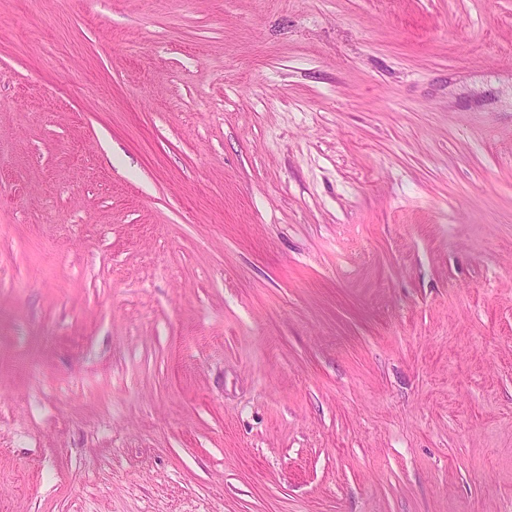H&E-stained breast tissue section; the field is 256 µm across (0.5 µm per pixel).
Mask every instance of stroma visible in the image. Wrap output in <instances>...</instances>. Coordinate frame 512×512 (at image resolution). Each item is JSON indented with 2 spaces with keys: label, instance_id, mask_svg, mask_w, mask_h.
Wrapping results in <instances>:
<instances>
[{
  "label": "stroma",
  "instance_id": "stroma-1",
  "mask_svg": "<svg viewBox=\"0 0 512 512\" xmlns=\"http://www.w3.org/2000/svg\"><path fill=\"white\" fill-rule=\"evenodd\" d=\"M0 512H512V0H0Z\"/></svg>",
  "mask_w": 512,
  "mask_h": 512
}]
</instances>
